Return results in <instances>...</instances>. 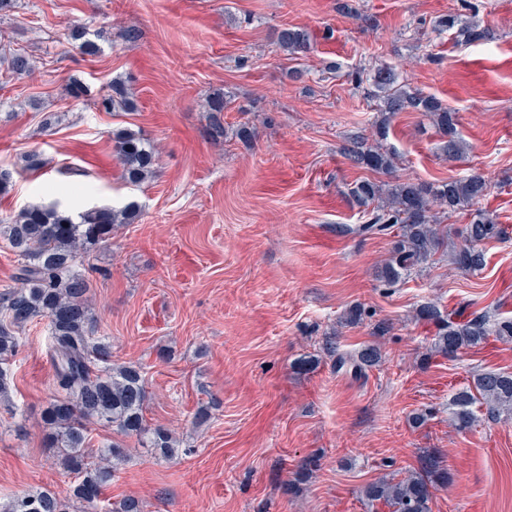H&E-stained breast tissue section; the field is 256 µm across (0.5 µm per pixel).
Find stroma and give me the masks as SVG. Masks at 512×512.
<instances>
[{
    "mask_svg": "<svg viewBox=\"0 0 512 512\" xmlns=\"http://www.w3.org/2000/svg\"><path fill=\"white\" fill-rule=\"evenodd\" d=\"M345 1L356 15L341 12ZM448 14L492 39L454 44L433 28ZM282 27L307 30L309 52L288 59L275 43ZM78 29L94 53L80 50ZM16 54L29 72H12ZM380 63L456 109L466 142L448 160L430 120L397 113L382 142L397 176L476 171L496 186L482 208L508 239L484 243L476 274L441 251L403 282L376 276L396 233L362 231L350 189L378 175L343 148L378 116L370 83L350 74ZM115 81L135 111L97 108ZM217 94L228 106L215 138ZM125 129L156 154L137 185L113 152ZM32 151L48 166L15 172ZM0 169L14 172L0 216L63 189L80 210L135 207L82 268L113 360L145 372L148 422L187 452L167 460L93 430V444L118 439L127 451L112 501L135 496L145 512H371L365 486L403 477L435 448L453 482L434 489L432 512H512V416H479L465 432L448 420L474 374L512 372V343L432 357L435 330L414 319L428 301L455 321L512 317V0H16L0 15ZM354 305L363 319L344 324ZM329 336L336 353L373 345L382 359L361 376L337 368ZM304 357L310 370L297 365ZM8 371L15 411L0 410V502L40 488L67 496L74 477L44 446L41 414L55 393L44 323L26 327ZM206 405L211 419L194 426Z\"/></svg>",
    "mask_w": 512,
    "mask_h": 512,
    "instance_id": "stroma-1",
    "label": "stroma"
}]
</instances>
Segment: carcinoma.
Segmentation results:
<instances>
[{"mask_svg": "<svg viewBox=\"0 0 512 512\" xmlns=\"http://www.w3.org/2000/svg\"><path fill=\"white\" fill-rule=\"evenodd\" d=\"M434 28L450 32L461 43L491 39V32L458 15L434 21ZM279 49L289 56L310 50L308 34L301 29L282 28L276 36ZM380 101L381 119L372 125L373 136L383 139L390 116L411 110L430 118L441 134L442 150L448 159L463 154L466 143L459 130V115L441 98L398 82L389 67L377 65L369 76ZM113 150L122 167L123 178L131 183L143 181L155 162L153 148L140 134L127 131L116 135ZM344 154L358 165L391 177L389 181L357 182L350 195L363 206H373L365 231L399 230L392 256L381 269V278L395 284L429 261L448 241V228L440 216L469 212L470 221L454 229L462 245L449 253L458 269L473 273L485 266L481 245L501 240L505 231L479 204L492 194L494 185L481 173L450 177L438 182L401 181L394 177L397 155L364 135L351 137ZM135 211L125 206L116 209L99 206L76 215L57 205H32L12 218L0 219V239L5 241L17 261L14 285L0 293V407L9 401L7 361L19 354L22 333L36 320L46 321L57 396L42 416L47 431L45 447L56 453L64 469L77 477L66 498L40 488L15 496L0 504V512H70L76 501L89 512H144L143 503L127 496L115 503L100 504V495L116 478L119 466L127 460L118 442L89 449L91 425L111 427L122 435H134L145 448L162 457L175 459L179 441L160 426L144 419L148 397L141 367L112 361V343L95 334L89 307V279L77 261L91 247L107 241L112 226L129 224ZM416 320L436 328L430 355L457 358L493 336L512 341V317L494 324L484 316L454 322L434 302L417 309ZM373 346L357 354H337L339 368L351 367L356 375L379 362ZM490 418L512 414V373L487 370L477 373L473 383L453 394L449 415L459 431L471 429L476 410ZM452 483L442 456L428 449L419 458V467L400 479H379L368 484L364 497L370 506L382 505L389 512H432L431 489Z\"/></svg>", "mask_w": 512, "mask_h": 512, "instance_id": "cac0c4a2", "label": "carcinoma"}]
</instances>
